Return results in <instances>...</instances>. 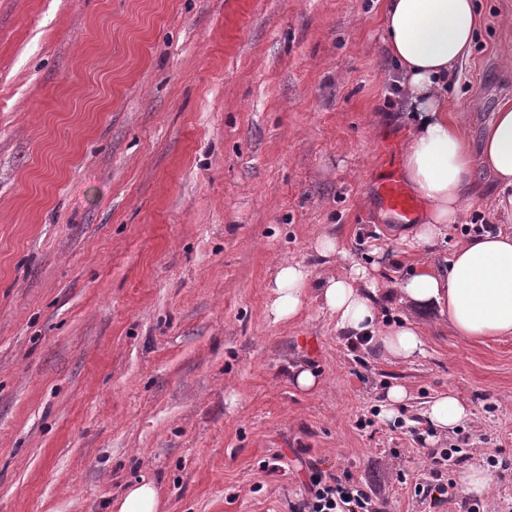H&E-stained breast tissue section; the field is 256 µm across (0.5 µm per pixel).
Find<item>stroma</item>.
<instances>
[{
    "instance_id": "obj_1",
    "label": "stroma",
    "mask_w": 512,
    "mask_h": 512,
    "mask_svg": "<svg viewBox=\"0 0 512 512\" xmlns=\"http://www.w3.org/2000/svg\"><path fill=\"white\" fill-rule=\"evenodd\" d=\"M383 2L0 0V512H110L143 478L163 512H295L307 460L432 512L428 449L512 460V338L422 317L424 357L398 363L316 301L268 313L275 262L331 272L323 232L387 279L423 258L375 193L407 131ZM476 4L448 89L475 155L512 103V0ZM506 195L479 173L432 256L512 225ZM395 385L398 420L358 429ZM449 390L470 415L428 432Z\"/></svg>"
}]
</instances>
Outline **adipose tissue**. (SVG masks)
I'll return each instance as SVG.
<instances>
[{"mask_svg": "<svg viewBox=\"0 0 512 512\" xmlns=\"http://www.w3.org/2000/svg\"><path fill=\"white\" fill-rule=\"evenodd\" d=\"M480 16L474 0H385L383 44L397 66L408 122L404 173L427 200L428 210L406 237L413 248L434 247L449 225L464 223L467 194L476 168L512 187V105L494 112L482 131L480 160H473L465 131L448 110V83L470 55ZM275 320L297 317L316 300L349 338L371 337L384 357L411 361L423 356V332L415 314L429 313L464 340L512 337V228L487 230L458 245L444 264L428 263L380 283L353 265L323 278L299 262L279 261L270 283ZM406 311L400 324L380 320L383 300ZM469 415L455 393L441 394L425 410L437 429H455ZM112 512H162L153 482L129 485Z\"/></svg>", "mask_w": 512, "mask_h": 512, "instance_id": "adipose-tissue-1", "label": "adipose tissue"}]
</instances>
